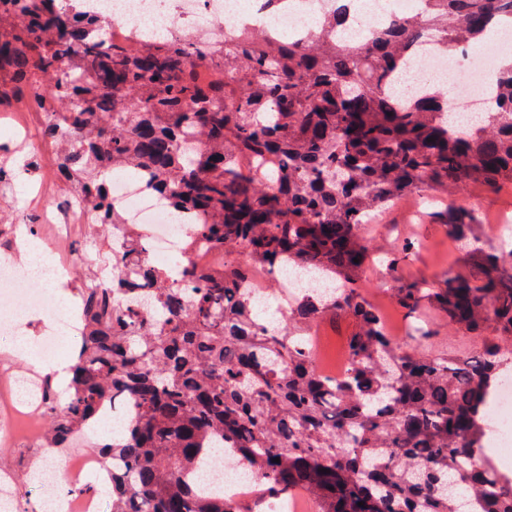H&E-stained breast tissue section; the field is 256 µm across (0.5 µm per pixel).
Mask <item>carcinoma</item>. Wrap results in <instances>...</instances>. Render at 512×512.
<instances>
[{
    "label": "carcinoma",
    "mask_w": 512,
    "mask_h": 512,
    "mask_svg": "<svg viewBox=\"0 0 512 512\" xmlns=\"http://www.w3.org/2000/svg\"><path fill=\"white\" fill-rule=\"evenodd\" d=\"M348 2L334 0L304 40L245 33L201 49L171 36L131 49L59 0H0V104L26 93L46 113L42 141L91 223H122L107 177L142 168L174 212L204 217L195 234L225 257L188 258L176 280L130 229L109 295L81 296L84 329L66 400L48 399L45 447H69L107 403H133L97 451L111 512H246L196 480L217 449L263 498L297 490L319 512H512V475L483 446L512 339V250L484 246L483 225L456 209L442 226L477 243L463 267L434 288L393 289L409 315L428 307L450 328L498 338L463 360L387 335L357 285L374 212L424 186L512 184V62L470 128L437 86L407 97L391 85L423 48L457 51L512 26V0H422L366 43L330 36ZM419 250L402 240L387 268ZM285 261L340 293L299 297L270 327L240 284ZM336 311L356 322L341 379L299 344Z\"/></svg>",
    "instance_id": "obj_1"
}]
</instances>
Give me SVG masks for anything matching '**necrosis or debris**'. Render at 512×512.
<instances>
[{
  "instance_id": "1",
  "label": "necrosis or debris",
  "mask_w": 512,
  "mask_h": 512,
  "mask_svg": "<svg viewBox=\"0 0 512 512\" xmlns=\"http://www.w3.org/2000/svg\"><path fill=\"white\" fill-rule=\"evenodd\" d=\"M328 3L329 0H282L278 12L271 15L260 9L243 11L241 0H81L86 9L100 12L113 40L123 44L137 41L139 35L148 34L158 24L172 36L188 33L193 43H212L219 38L228 42L248 30L271 39L288 35L301 40L311 34V20L322 17ZM358 3V8L349 10L343 29L364 41L371 40L377 25L390 15L410 13L422 7L421 0H358ZM491 46L492 58L480 66L474 58L463 59L454 52L419 55L414 61V74L420 80L435 76L449 83L455 100L464 103L468 111H478L486 101L484 76L494 71L497 57L512 51V31L500 30ZM51 193L52 186L47 180L31 184L25 221L30 225V235L61 274L75 259L74 243L86 232L88 221L83 207L76 204L77 191L55 194V204L48 208L43 200ZM108 200L124 219L123 224L114 227L113 239H121L125 227L134 226L145 237L149 256L154 260L198 254V247L187 244L193 234L191 225L174 223L169 208L143 174L113 176ZM0 282L9 287L8 301L20 309L32 296L50 286L48 271L20 268L8 251L0 255ZM245 286L252 296H273L280 312L286 311L297 297L283 274L267 268L253 269ZM44 317L45 333L37 341L43 354H54L60 340L83 332L77 317L62 311L56 303H46ZM49 381L43 368L32 366L20 374L10 363L0 361V448L15 453L24 445L39 448L41 434L23 433L21 421L44 412ZM93 434V429H85L64 454L65 474L70 484H82L100 468L96 454L87 447ZM42 467L40 474L32 476L0 465V512H27L29 505L22 494L26 484L34 485L38 492L39 512H45L52 502L58 503L57 512H104V500L98 495L60 493L52 457H45Z\"/></svg>"
}]
</instances>
